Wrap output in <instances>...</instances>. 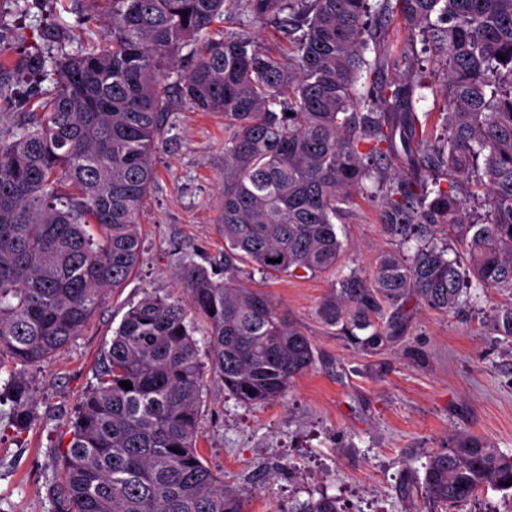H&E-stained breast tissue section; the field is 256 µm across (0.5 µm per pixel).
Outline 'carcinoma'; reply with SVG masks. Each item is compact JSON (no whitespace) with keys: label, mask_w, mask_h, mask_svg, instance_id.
<instances>
[{"label":"carcinoma","mask_w":512,"mask_h":512,"mask_svg":"<svg viewBox=\"0 0 512 512\" xmlns=\"http://www.w3.org/2000/svg\"><path fill=\"white\" fill-rule=\"evenodd\" d=\"M228 4L251 26L277 19L286 57L246 30L215 38ZM372 14L403 26L398 80L381 77L392 54L364 56ZM418 36L441 64L437 135L415 112L430 86L415 64ZM31 66L52 87L32 100L20 134L0 133V356L16 365L64 348L137 268L170 74L181 100L224 116L227 133L224 278L187 258L185 298L147 295L126 311L69 421L50 488L58 512H243L241 494L197 448L205 366L188 315L207 323L210 369L242 403L278 400L315 361L304 332L243 284V265L271 276L337 272L318 316L369 353L400 338L413 302L450 313L474 285L512 296V0H112L99 43ZM365 72L373 79L361 94ZM392 157L478 177L486 214L469 219L460 182L388 175L381 162ZM367 181L386 234L416 243L412 255L381 253L368 279L342 273L336 224ZM444 225L457 247L438 243ZM490 329L512 338V304ZM32 401L14 374L0 393L7 426L25 430ZM509 480L512 456L469 434L428 456L422 491L458 506L485 486L512 490ZM300 512L339 509L323 494Z\"/></svg>","instance_id":"obj_1"}]
</instances>
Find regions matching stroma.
I'll return each mask as SVG.
<instances>
[{
  "label": "stroma",
  "mask_w": 512,
  "mask_h": 512,
  "mask_svg": "<svg viewBox=\"0 0 512 512\" xmlns=\"http://www.w3.org/2000/svg\"><path fill=\"white\" fill-rule=\"evenodd\" d=\"M112 0H31L28 13L0 0V130L29 121L22 96L40 87L31 57L74 53L99 39ZM63 29L49 43L42 31ZM154 154L155 183L140 218L142 262L123 288L108 292L85 327L45 362L24 368L33 420L6 427L0 407V512H55L48 492L58 479L67 419L95 385L102 356L131 304L145 295L178 296L183 257L223 270L218 220L224 179V119L174 102ZM338 226L342 264L370 277L380 253L399 244L383 230L376 201L357 195ZM336 275L272 278L252 274L277 310L311 339L315 362L278 401L249 405L225 393L215 376L203 390L198 448L205 464L240 490L244 512H297L308 500L336 497L340 512H445L419 489L430 453L451 437L474 433L512 456V340L491 334L489 320L512 298L475 288L459 311L411 308L404 337L372 354L357 350L317 316Z\"/></svg>",
  "instance_id": "1"
}]
</instances>
